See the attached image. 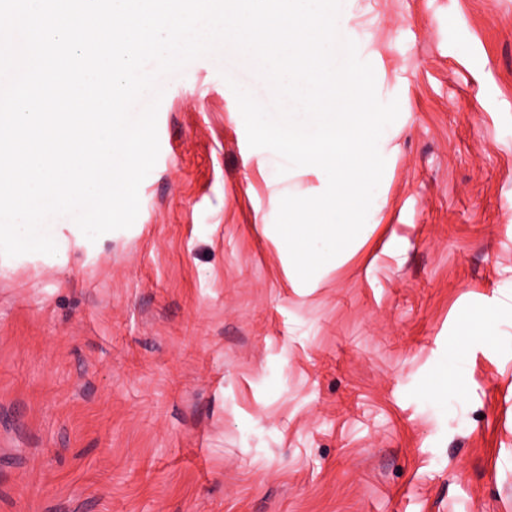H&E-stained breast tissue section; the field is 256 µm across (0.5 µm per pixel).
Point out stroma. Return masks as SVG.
Masks as SVG:
<instances>
[{"instance_id":"obj_1","label":"stroma","mask_w":512,"mask_h":512,"mask_svg":"<svg viewBox=\"0 0 512 512\" xmlns=\"http://www.w3.org/2000/svg\"><path fill=\"white\" fill-rule=\"evenodd\" d=\"M341 21L400 107L367 242L292 287L264 227L318 181L249 147L227 81L269 87L172 75L134 224L0 256V512H512V0Z\"/></svg>"}]
</instances>
